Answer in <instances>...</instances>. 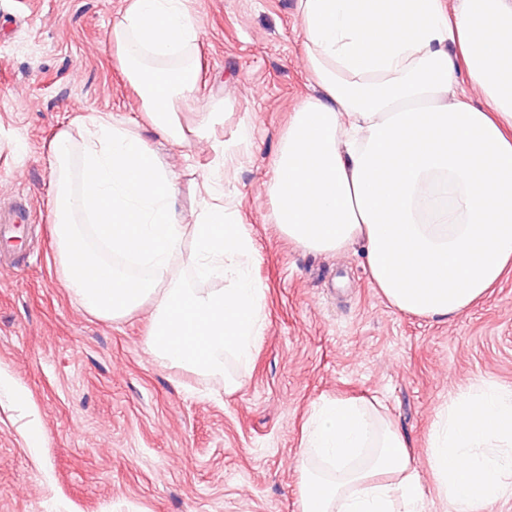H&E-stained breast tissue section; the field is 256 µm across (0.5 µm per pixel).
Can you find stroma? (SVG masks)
Masks as SVG:
<instances>
[{
  "label": "stroma",
  "instance_id": "1",
  "mask_svg": "<svg viewBox=\"0 0 512 512\" xmlns=\"http://www.w3.org/2000/svg\"><path fill=\"white\" fill-rule=\"evenodd\" d=\"M122 0H0V512H300L297 455L324 400L379 403L404 435L425 512H442L427 438L451 393L512 385V273L452 320L391 307L373 288L361 246L307 252L269 219L266 185L281 131L316 89L306 70L297 0H190L204 35L201 81L184 128L223 98L217 138L241 122L253 146L228 187L258 250L267 332L243 388L159 363L146 345L153 308L119 321L85 311L62 284L49 161L78 115L129 121L180 172L179 208L197 212L211 167L206 143L165 150L143 118L107 35ZM38 431L39 443L30 440Z\"/></svg>",
  "mask_w": 512,
  "mask_h": 512
}]
</instances>
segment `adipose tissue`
<instances>
[{
	"label": "adipose tissue",
	"instance_id": "adipose-tissue-1",
	"mask_svg": "<svg viewBox=\"0 0 512 512\" xmlns=\"http://www.w3.org/2000/svg\"><path fill=\"white\" fill-rule=\"evenodd\" d=\"M188 0H124L108 38L174 148L202 28ZM318 89L292 112L267 186L289 241L362 244L398 311L448 319L512 272V0H298ZM428 465L448 512L512 501V386L478 380L436 415ZM301 512H423L404 437L374 404L316 405Z\"/></svg>",
	"mask_w": 512,
	"mask_h": 512
}]
</instances>
